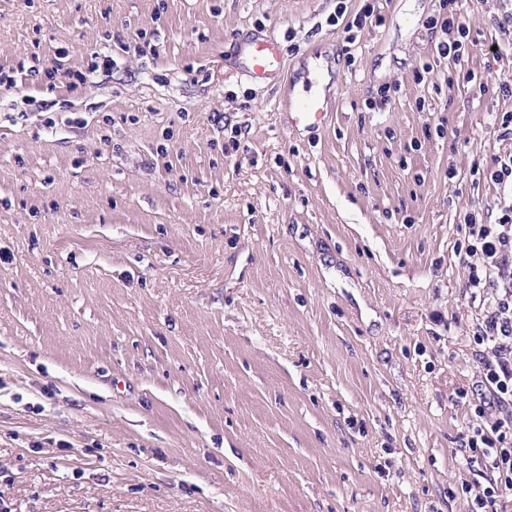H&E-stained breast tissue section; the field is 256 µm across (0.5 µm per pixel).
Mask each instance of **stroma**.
<instances>
[{
    "instance_id": "35a3bbf8",
    "label": "stroma",
    "mask_w": 512,
    "mask_h": 512,
    "mask_svg": "<svg viewBox=\"0 0 512 512\" xmlns=\"http://www.w3.org/2000/svg\"><path fill=\"white\" fill-rule=\"evenodd\" d=\"M369 4L0 0V512H474L458 250L512 154V0H458L468 83L441 0ZM240 52L245 57V69L257 82H280L283 77V59L275 39L245 42ZM438 53L443 58H448V61L454 64L456 72L463 81L471 78V73L469 71L465 72L463 68L464 48L463 42L460 39L450 37L448 42L439 45ZM316 79L314 77L306 86V90L289 102L290 114L296 124L319 126L326 120L327 112Z\"/></svg>"
}]
</instances>
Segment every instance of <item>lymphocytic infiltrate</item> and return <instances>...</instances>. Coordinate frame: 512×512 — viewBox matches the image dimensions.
<instances>
[{
  "instance_id": "1",
  "label": "lymphocytic infiltrate",
  "mask_w": 512,
  "mask_h": 512,
  "mask_svg": "<svg viewBox=\"0 0 512 512\" xmlns=\"http://www.w3.org/2000/svg\"><path fill=\"white\" fill-rule=\"evenodd\" d=\"M466 226L460 260L469 269L467 287L472 297H493L474 336L485 392L466 443L471 460L496 475L474 496L482 510L500 491L512 490V205L502 208L497 223L471 218Z\"/></svg>"
}]
</instances>
